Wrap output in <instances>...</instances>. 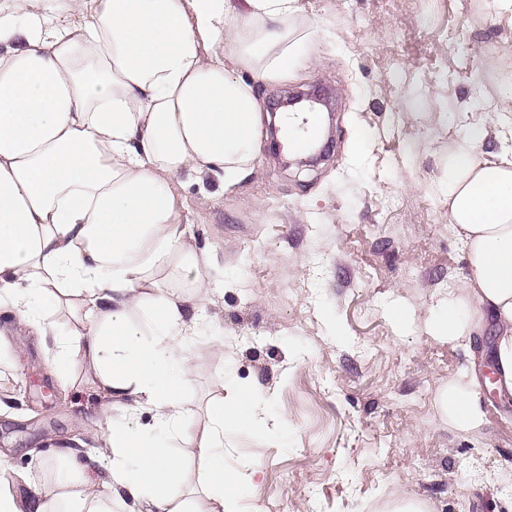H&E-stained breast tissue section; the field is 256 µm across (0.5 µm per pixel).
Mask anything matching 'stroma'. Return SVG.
<instances>
[{
    "mask_svg": "<svg viewBox=\"0 0 512 512\" xmlns=\"http://www.w3.org/2000/svg\"><path fill=\"white\" fill-rule=\"evenodd\" d=\"M289 25L307 58L266 104L314 89L335 110L323 160L262 147L253 175L222 190L184 182L183 222L209 252L206 332L189 343L187 430L218 386L256 393L224 429L238 512H512V398L487 389L492 326L432 333L449 294L465 297L464 243L437 188L465 128L491 125L512 74V0H297ZM0 414V469L43 482L100 400L78 359L19 326ZM466 382L481 426L443 406Z\"/></svg>",
    "mask_w": 512,
    "mask_h": 512,
    "instance_id": "stroma-1",
    "label": "stroma"
}]
</instances>
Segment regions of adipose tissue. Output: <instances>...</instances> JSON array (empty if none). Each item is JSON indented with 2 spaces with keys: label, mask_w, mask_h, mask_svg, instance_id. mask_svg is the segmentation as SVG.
Masks as SVG:
<instances>
[{
  "label": "adipose tissue",
  "mask_w": 512,
  "mask_h": 512,
  "mask_svg": "<svg viewBox=\"0 0 512 512\" xmlns=\"http://www.w3.org/2000/svg\"><path fill=\"white\" fill-rule=\"evenodd\" d=\"M296 0H0V311L79 359L103 402L98 482L60 449L51 482L0 474V512H234L224 426L254 395H215L186 436L187 342L204 328L211 254L183 223L182 176L234 186L261 148L259 83L304 58ZM249 80H242V73ZM473 129L441 190L470 269L449 335L496 326L512 395V151ZM66 333H58V323ZM152 414L150 427L139 421ZM187 439L193 471L169 446Z\"/></svg>",
  "instance_id": "obj_1"
}]
</instances>
